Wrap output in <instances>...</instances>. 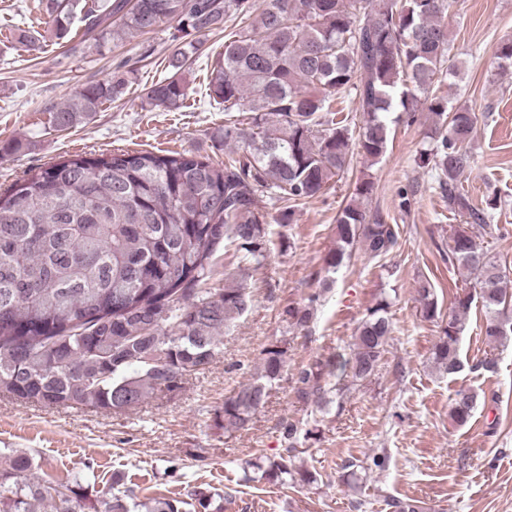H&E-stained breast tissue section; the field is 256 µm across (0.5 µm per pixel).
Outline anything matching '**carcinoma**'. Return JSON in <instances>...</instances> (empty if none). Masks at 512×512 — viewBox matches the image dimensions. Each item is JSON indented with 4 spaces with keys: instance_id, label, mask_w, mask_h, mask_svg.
<instances>
[{
    "instance_id": "cac0c4a2",
    "label": "carcinoma",
    "mask_w": 512,
    "mask_h": 512,
    "mask_svg": "<svg viewBox=\"0 0 512 512\" xmlns=\"http://www.w3.org/2000/svg\"><path fill=\"white\" fill-rule=\"evenodd\" d=\"M55 39L81 43L112 35L125 41L165 22L205 36L238 19L224 37L208 83L228 119L215 140L228 149L219 165L190 152L120 151L74 155L29 171L0 191V392L43 407L124 414L159 393H172L218 355L224 334L252 305L248 284L219 272L218 252L233 246L237 265H262L269 235L263 197L285 202V212L330 186L349 164L352 147L377 159L385 152L388 114L402 108L406 123L425 108L448 127L420 155L437 171L448 208L473 221L457 224L442 254L461 277L451 314L434 345L436 368L459 372L458 343L473 302L485 313L490 343L512 339V292L506 268L480 242L500 232L490 223L497 197L473 203L461 177L472 156L463 144L475 113L448 106L439 94L451 63L447 12L450 0H41ZM203 41L177 48L171 73L147 88L154 107L178 108L188 95L187 61ZM127 81L89 80L67 103L45 110L53 131L94 117L126 93ZM342 94L347 110L336 109ZM247 112V122L229 120ZM363 115L353 135L354 113ZM401 227L371 214L361 203L336 217V248L325 263L336 270L353 251L387 256ZM415 292L424 318L440 317L443 301L427 278ZM320 294L285 310L288 327L306 331ZM390 302L380 298L358 323L350 356L317 360L301 368L296 393L326 402L325 377L369 380L392 333ZM288 339L262 352L259 376L240 384L214 412L224 433L249 428L266 391L282 378ZM477 395L459 389L450 418L465 424ZM24 452L0 454V512H76L86 497L78 483L43 480ZM244 469L269 482L311 485L315 473L281 455ZM202 512H224L221 495L196 492ZM391 512H426L418 500L389 497ZM104 512H134L123 494H111Z\"/></svg>"
}]
</instances>
